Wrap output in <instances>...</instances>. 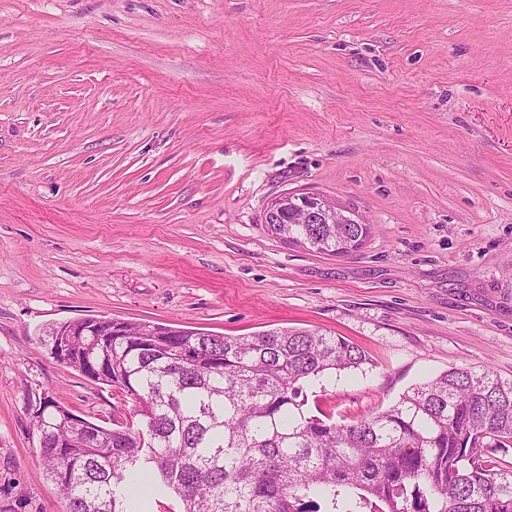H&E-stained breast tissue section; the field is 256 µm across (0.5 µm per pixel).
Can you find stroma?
I'll return each instance as SVG.
<instances>
[{"instance_id":"35a3bbf8","label":"stroma","mask_w":512,"mask_h":512,"mask_svg":"<svg viewBox=\"0 0 512 512\" xmlns=\"http://www.w3.org/2000/svg\"><path fill=\"white\" fill-rule=\"evenodd\" d=\"M314 191L371 226L268 233ZM87 317L361 347L307 386L348 423L452 368L512 379V0H0V512H63L30 408L117 389L37 343ZM265 223L290 245L329 255H346L363 247L370 226L335 201L313 192L286 193L271 203ZM288 238V239H286ZM353 246L346 248L345 241Z\"/></svg>"}]
</instances>
